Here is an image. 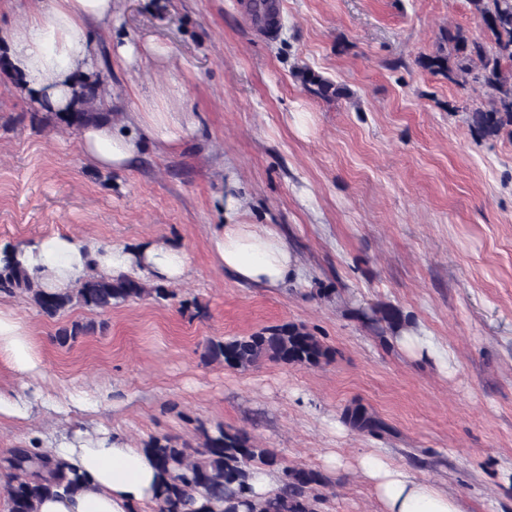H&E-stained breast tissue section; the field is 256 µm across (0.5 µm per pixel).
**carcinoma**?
Segmentation results:
<instances>
[{"instance_id": "obj_1", "label": "carcinoma", "mask_w": 512, "mask_h": 512, "mask_svg": "<svg viewBox=\"0 0 512 512\" xmlns=\"http://www.w3.org/2000/svg\"><path fill=\"white\" fill-rule=\"evenodd\" d=\"M469 4L489 42L470 36L459 26L450 28L446 35L448 53L427 58L426 66L450 82L472 83L486 90L488 104L472 109L470 119L482 135H495L512 126V0H469ZM301 78L316 96L325 97L331 91L338 97L345 94L342 88L334 89L329 81L310 72L302 73ZM110 116V112L55 113L60 124L74 130ZM0 294H23L50 319L74 307L106 312L133 299L150 296L159 301L170 297L160 285L149 288L127 275L100 273L93 268L75 288H45L19 261L9 259L0 267ZM378 313L389 328L403 327L405 319L397 309L386 307ZM98 327L104 325L73 322L59 328L56 339L65 346ZM202 357L241 369L265 359L311 368L326 361L329 350L305 326L285 323L250 336L210 340ZM341 419L371 437L387 431L382 420L360 405L344 407ZM147 448L165 477L155 512H211V504L216 502L228 503L224 512H235L234 501L248 487L257 465L281 471L283 481L275 497L250 505V512H320L323 497L318 488L327 484V478L313 469L281 465L272 450L252 443L244 432L219 427L204 432L203 441L197 445L164 435L152 438ZM4 469L9 472L5 487L9 512H35L36 501L52 487L63 483L71 487L82 481L78 474H69L62 462H53L28 448L13 449Z\"/></svg>"}]
</instances>
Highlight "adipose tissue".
<instances>
[{"mask_svg":"<svg viewBox=\"0 0 512 512\" xmlns=\"http://www.w3.org/2000/svg\"><path fill=\"white\" fill-rule=\"evenodd\" d=\"M114 0H47L25 20L0 27V50L6 67L24 90L50 111L73 112L79 107L76 92L83 75L95 62L87 29L115 18ZM138 132L96 121L83 126L79 145L97 168H124L142 149V136L163 145L176 143L181 126L172 113L148 112L137 121ZM209 247L220 266L243 283L277 288L300 274L295 253L274 230L253 224H214ZM13 255L49 288L77 285L89 268L103 273H124L157 283L184 280L188 257L176 244L145 242L133 247L101 245L71 234L33 239L8 246L0 244V259ZM0 357L22 378L41 379L27 325L13 310L0 308ZM82 476L75 490L58 489L36 505V512H142L160 494L162 476L154 456L122 436L71 439L46 449ZM357 471L372 483L379 512H463L460 500L446 489L420 478L406 465L377 451L357 459Z\"/></svg>","mask_w":512,"mask_h":512,"instance_id":"obj_1","label":"adipose tissue"}]
</instances>
